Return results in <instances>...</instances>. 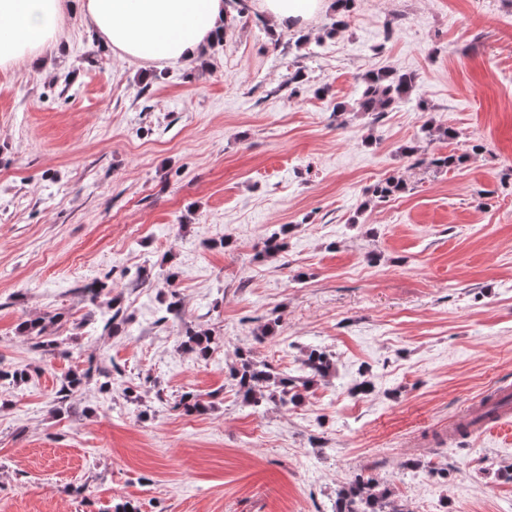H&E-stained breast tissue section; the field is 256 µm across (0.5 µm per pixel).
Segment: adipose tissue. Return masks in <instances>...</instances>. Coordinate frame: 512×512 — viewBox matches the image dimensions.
Returning a JSON list of instances; mask_svg holds the SVG:
<instances>
[{"mask_svg":"<svg viewBox=\"0 0 512 512\" xmlns=\"http://www.w3.org/2000/svg\"><path fill=\"white\" fill-rule=\"evenodd\" d=\"M224 13V0H0V70L46 67L70 16L123 57L189 62L223 37Z\"/></svg>","mask_w":512,"mask_h":512,"instance_id":"ef3b65f1","label":"adipose tissue"}]
</instances>
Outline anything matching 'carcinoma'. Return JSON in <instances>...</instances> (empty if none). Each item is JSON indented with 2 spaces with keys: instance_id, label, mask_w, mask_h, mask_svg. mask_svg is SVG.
<instances>
[{
  "instance_id": "obj_1",
  "label": "carcinoma",
  "mask_w": 512,
  "mask_h": 512,
  "mask_svg": "<svg viewBox=\"0 0 512 512\" xmlns=\"http://www.w3.org/2000/svg\"><path fill=\"white\" fill-rule=\"evenodd\" d=\"M415 87V78L411 74L396 75L389 71L367 74L361 78V92L352 104L351 111L367 114L376 120L380 114L410 97ZM19 331L36 340V345L40 348H55L51 341H40L46 332V324L42 318L21 322ZM182 346L205 358L211 350V336L202 330L188 329L182 336ZM302 366L304 376H282L271 365L254 360L245 352L239 353L234 378L241 403L252 408L268 402L281 407L295 404L302 399V390L331 374L334 362L328 352L310 349L303 355ZM92 373L93 369L90 367L82 372H70L69 377L56 391L57 402H67L83 379ZM394 505L396 502L392 499V491L362 473L340 489L336 498V506L342 508V512H389Z\"/></svg>"
}]
</instances>
